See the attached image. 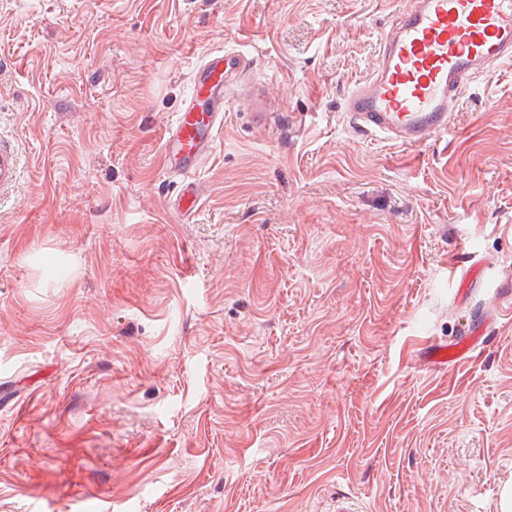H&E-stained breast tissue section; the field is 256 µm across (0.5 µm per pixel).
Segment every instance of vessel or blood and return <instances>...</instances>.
<instances>
[{
    "mask_svg": "<svg viewBox=\"0 0 512 512\" xmlns=\"http://www.w3.org/2000/svg\"><path fill=\"white\" fill-rule=\"evenodd\" d=\"M503 63H512V0H410L383 37L377 68L347 93L344 110L366 133L421 146L451 132L470 80ZM240 66L237 55L220 50L196 67L193 93L164 133L175 171L195 169L210 152L224 118L228 75ZM202 195L199 183L183 182L176 212L189 216ZM482 351L473 334L432 345L428 362L455 365Z\"/></svg>",
    "mask_w": 512,
    "mask_h": 512,
    "instance_id": "vessel-or-blood-1",
    "label": "vessel or blood"
}]
</instances>
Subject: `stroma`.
Here are the masks:
<instances>
[{
    "instance_id": "stroma-1",
    "label": "stroma",
    "mask_w": 512,
    "mask_h": 512,
    "mask_svg": "<svg viewBox=\"0 0 512 512\" xmlns=\"http://www.w3.org/2000/svg\"><path fill=\"white\" fill-rule=\"evenodd\" d=\"M406 2L0 0V512H501L512 310L425 356L512 281V64L452 134L359 132ZM217 50L183 224L162 134ZM202 196L203 190L199 183L195 181H183L175 200L174 209L179 215L187 219L195 210ZM487 315L482 325H476V329L470 333V336L459 339L454 343L442 344L437 343L431 346L428 352V362L432 366L442 367L447 364H458L463 361H473L479 358L483 351L482 335H475L483 331L484 323H486Z\"/></svg>"
}]
</instances>
